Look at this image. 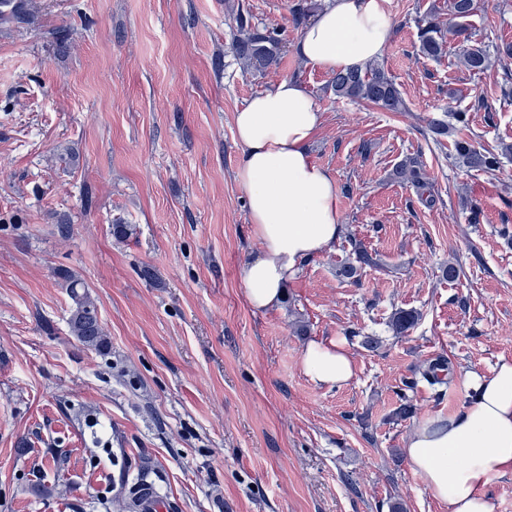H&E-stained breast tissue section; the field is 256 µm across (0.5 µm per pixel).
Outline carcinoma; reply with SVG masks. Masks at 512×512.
Here are the masks:
<instances>
[{"label":"carcinoma","mask_w":512,"mask_h":512,"mask_svg":"<svg viewBox=\"0 0 512 512\" xmlns=\"http://www.w3.org/2000/svg\"><path fill=\"white\" fill-rule=\"evenodd\" d=\"M8 5L0 11V23H22L27 19L26 5L23 0H6ZM477 10L476 0H448V32L459 37L466 31V21ZM278 39L271 35L242 31L237 39V52L248 65L262 71L276 62ZM445 41L436 23L425 18L421 20L420 52L429 58H438L443 54ZM463 65L473 71H485L490 64V54L482 46H472L462 54ZM331 87L339 99L364 100L387 112H402L405 101L392 79L379 65H369L361 69L338 71L333 74ZM454 157L470 170L493 173L500 169V157L512 155V144H502L500 151L477 148L472 143L461 139L454 142ZM394 177L400 181L412 183L422 189L420 170L415 162L409 161L398 165ZM62 278L67 293L73 302L69 317V329L72 335L84 345L104 351L108 341L98 317L96 304L84 283L72 274H64ZM419 320L414 310H397L391 317L390 325L393 332L402 336L412 329ZM445 363L437 361L428 364L422 370V378L430 385L442 383L440 372L444 371ZM146 477L139 474L126 481L117 500L119 512H140L136 495Z\"/></svg>","instance_id":"obj_1"}]
</instances>
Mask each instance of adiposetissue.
<instances>
[{
  "label": "adipose tissue",
  "instance_id": "obj_1",
  "mask_svg": "<svg viewBox=\"0 0 512 512\" xmlns=\"http://www.w3.org/2000/svg\"><path fill=\"white\" fill-rule=\"evenodd\" d=\"M391 0H326L301 33L296 50L328 73L380 58L393 35ZM323 112L305 85L284 78L234 115L242 148L236 181L261 244L243 271L245 296L257 311L277 308L301 262L328 250L343 233L336 180L309 146ZM301 368L315 385L340 387L354 375L341 338L310 342ZM475 396L465 411L422 424L407 440L406 458L426 490L448 512H494L491 478L512 475V361L490 376L469 374Z\"/></svg>",
  "mask_w": 512,
  "mask_h": 512
}]
</instances>
